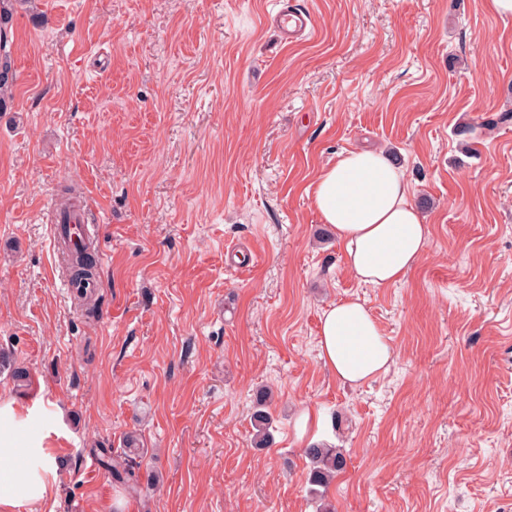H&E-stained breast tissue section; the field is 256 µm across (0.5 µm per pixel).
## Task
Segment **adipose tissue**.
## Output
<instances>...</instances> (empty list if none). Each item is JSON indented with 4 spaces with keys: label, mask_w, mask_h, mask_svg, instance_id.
Masks as SVG:
<instances>
[{
    "label": "adipose tissue",
    "mask_w": 512,
    "mask_h": 512,
    "mask_svg": "<svg viewBox=\"0 0 512 512\" xmlns=\"http://www.w3.org/2000/svg\"><path fill=\"white\" fill-rule=\"evenodd\" d=\"M315 206L342 247L346 269L359 281L401 282L426 254L430 228L410 198L403 172L385 150H350L324 167L313 185ZM321 360L340 383L360 384L388 370L393 350L364 304L338 301L323 313ZM16 411L0 405V512L42 502L49 485L24 459H47L41 444H23Z\"/></svg>",
    "instance_id": "ef3b65f1"
}]
</instances>
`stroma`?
<instances>
[{
	"label": "stroma",
	"instance_id": "obj_1",
	"mask_svg": "<svg viewBox=\"0 0 512 512\" xmlns=\"http://www.w3.org/2000/svg\"><path fill=\"white\" fill-rule=\"evenodd\" d=\"M291 2L317 21L291 46L277 0L16 5L0 404L54 460L24 512H512V119L471 131L512 116V18L485 0ZM358 147L387 151L430 226L393 286L346 270L313 201ZM66 183L94 238V319L53 247ZM349 298L394 353L358 385L319 349ZM130 435L156 477L137 496L97 456ZM313 443L347 459L323 492ZM269 399L270 394L264 390L258 391L255 395L253 419L255 427H257V433L255 434L254 442L258 448H265L269 443V425L271 420L268 412Z\"/></svg>",
	"mask_w": 512,
	"mask_h": 512
}]
</instances>
